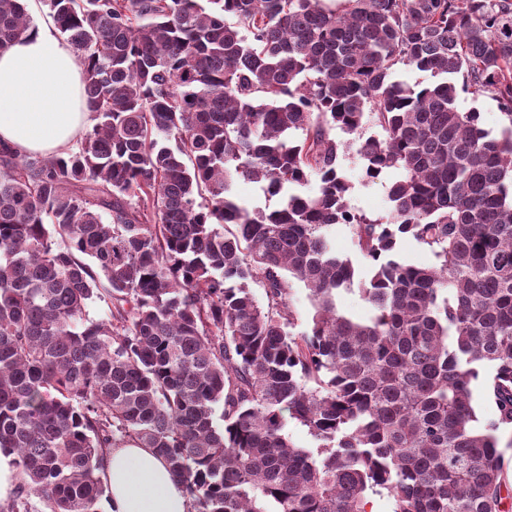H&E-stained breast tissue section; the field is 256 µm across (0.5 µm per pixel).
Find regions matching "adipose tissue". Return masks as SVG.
Segmentation results:
<instances>
[{
    "instance_id": "ef3b65f1",
    "label": "adipose tissue",
    "mask_w": 512,
    "mask_h": 512,
    "mask_svg": "<svg viewBox=\"0 0 512 512\" xmlns=\"http://www.w3.org/2000/svg\"><path fill=\"white\" fill-rule=\"evenodd\" d=\"M84 61L55 24L0 51V145L20 156H61L92 124L82 96ZM105 512H189L188 497L153 449H110Z\"/></svg>"
}]
</instances>
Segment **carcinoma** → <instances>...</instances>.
<instances>
[{"instance_id":"carcinoma-1","label":"carcinoma","mask_w":512,"mask_h":512,"mask_svg":"<svg viewBox=\"0 0 512 512\" xmlns=\"http://www.w3.org/2000/svg\"><path fill=\"white\" fill-rule=\"evenodd\" d=\"M41 2L93 125L64 157L0 149V453L19 476L0 512H101L106 451L132 443L192 512H367L380 490L394 512H505L512 0ZM33 28L0 0V50ZM462 92L498 101L499 136ZM352 146L369 181L399 172L385 222L347 202ZM240 180L278 205L248 208ZM335 224L369 261L365 319L337 304L356 269ZM403 238L438 263L399 261ZM292 303L298 313L294 332L300 333L307 329V317L311 309L307 291L300 284H295L293 288ZM492 376L490 369H483L479 378L473 383L474 407L479 420L478 426L484 428L497 420V411L494 404L489 400L486 385Z\"/></svg>"}]
</instances>
